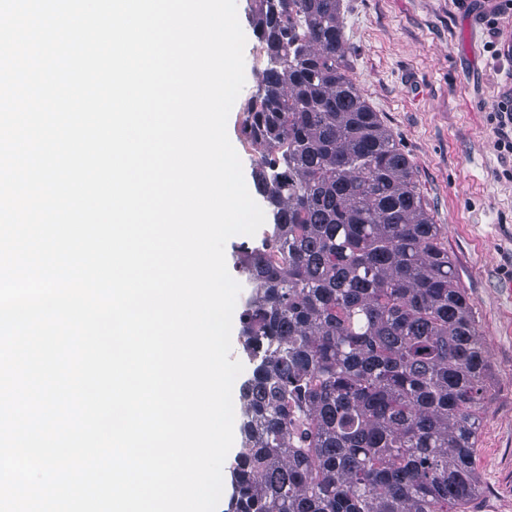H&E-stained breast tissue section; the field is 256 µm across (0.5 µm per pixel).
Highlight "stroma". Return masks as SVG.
<instances>
[{
	"mask_svg": "<svg viewBox=\"0 0 512 512\" xmlns=\"http://www.w3.org/2000/svg\"><path fill=\"white\" fill-rule=\"evenodd\" d=\"M349 75L413 167V179L468 296L485 343L490 388L479 412L480 488L465 512H512V149L500 143L498 105L512 90V5L507 0H342ZM244 101L229 139L257 204V153L243 150ZM240 282L231 359L244 360L241 320L251 296Z\"/></svg>",
	"mask_w": 512,
	"mask_h": 512,
	"instance_id": "stroma-1",
	"label": "stroma"
}]
</instances>
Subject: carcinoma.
<instances>
[{
	"mask_svg": "<svg viewBox=\"0 0 512 512\" xmlns=\"http://www.w3.org/2000/svg\"><path fill=\"white\" fill-rule=\"evenodd\" d=\"M341 0H254L273 257L243 250L251 375L230 512H464L485 346L413 181L349 77Z\"/></svg>",
	"mask_w": 512,
	"mask_h": 512,
	"instance_id": "1",
	"label": "carcinoma"
}]
</instances>
